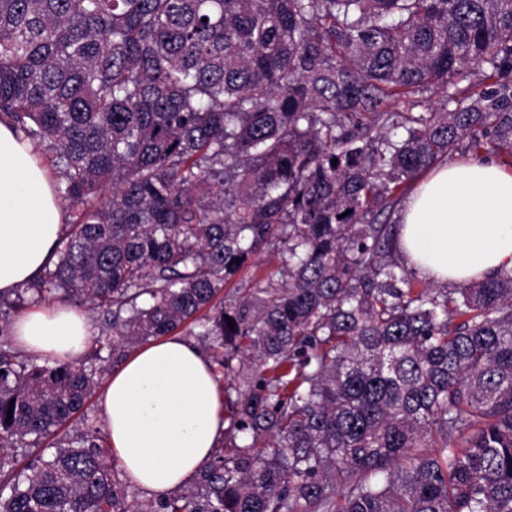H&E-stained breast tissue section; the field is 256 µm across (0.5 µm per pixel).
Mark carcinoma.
<instances>
[{"label": "carcinoma", "instance_id": "cac0c4a2", "mask_svg": "<svg viewBox=\"0 0 512 512\" xmlns=\"http://www.w3.org/2000/svg\"><path fill=\"white\" fill-rule=\"evenodd\" d=\"M5 119L72 221L0 308L105 328L62 363L0 328V512H129L100 431H59L182 326L230 451L146 512H512V271L437 286L394 246L460 143L512 157V0H0Z\"/></svg>", "mask_w": 512, "mask_h": 512}]
</instances>
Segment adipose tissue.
<instances>
[{
  "label": "adipose tissue",
  "instance_id": "ef3b65f1",
  "mask_svg": "<svg viewBox=\"0 0 512 512\" xmlns=\"http://www.w3.org/2000/svg\"><path fill=\"white\" fill-rule=\"evenodd\" d=\"M397 247L420 277L451 285L512 269V172L474 156L431 169L398 216ZM64 211L32 144L0 123V293L37 279L55 259ZM31 355L68 361L91 326L78 307L34 305L11 326ZM103 409L126 481L162 497L188 486L224 437L217 377L194 341L169 335L132 352L107 377Z\"/></svg>",
  "mask_w": 512,
  "mask_h": 512
}]
</instances>
